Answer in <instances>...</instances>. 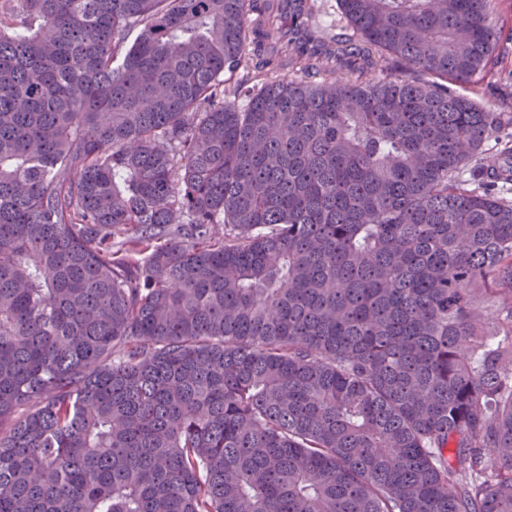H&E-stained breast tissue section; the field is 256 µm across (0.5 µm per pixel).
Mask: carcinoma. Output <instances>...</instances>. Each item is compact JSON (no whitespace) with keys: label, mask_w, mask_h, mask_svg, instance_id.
Returning a JSON list of instances; mask_svg holds the SVG:
<instances>
[{"label":"carcinoma","mask_w":512,"mask_h":512,"mask_svg":"<svg viewBox=\"0 0 512 512\" xmlns=\"http://www.w3.org/2000/svg\"><path fill=\"white\" fill-rule=\"evenodd\" d=\"M339 2L0 0V512H512L493 0ZM312 5L316 14V18L320 21V24L316 19L310 18L311 24L317 33H325L328 29H331L336 35H324L323 37L316 39L311 35V29L304 24L302 27L307 34L303 35V39L307 42V47L311 49L329 48L334 46V38L345 36L349 34L350 27L348 22L342 13L340 8L339 0H311ZM312 5L308 0L303 2L304 18L308 15L311 16Z\"/></svg>","instance_id":"cac0c4a2"}]
</instances>
